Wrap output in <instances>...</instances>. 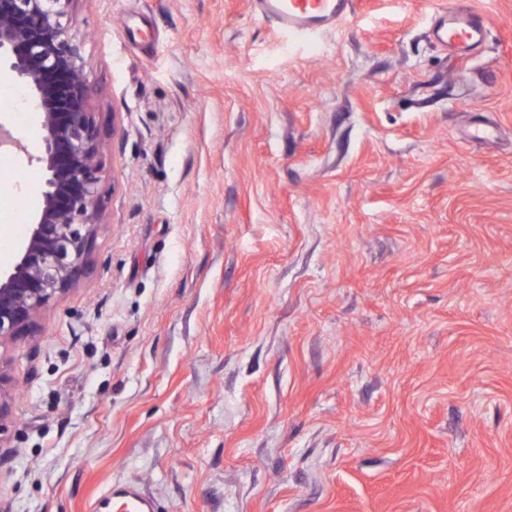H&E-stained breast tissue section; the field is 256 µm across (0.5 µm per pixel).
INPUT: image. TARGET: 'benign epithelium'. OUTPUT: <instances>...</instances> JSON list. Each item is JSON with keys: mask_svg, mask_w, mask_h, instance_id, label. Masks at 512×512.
Returning a JSON list of instances; mask_svg holds the SVG:
<instances>
[{"mask_svg": "<svg viewBox=\"0 0 512 512\" xmlns=\"http://www.w3.org/2000/svg\"><path fill=\"white\" fill-rule=\"evenodd\" d=\"M73 0H0V73L39 114L41 202L12 267L0 271V347L34 336L49 304L93 264L106 147L91 111L83 42L71 33Z\"/></svg>", "mask_w": 512, "mask_h": 512, "instance_id": "1", "label": "benign epithelium"}]
</instances>
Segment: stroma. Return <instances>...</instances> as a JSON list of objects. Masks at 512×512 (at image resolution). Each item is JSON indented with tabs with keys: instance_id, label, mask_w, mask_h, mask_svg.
I'll use <instances>...</instances> for the list:
<instances>
[{
	"instance_id": "obj_1",
	"label": "stroma",
	"mask_w": 512,
	"mask_h": 512,
	"mask_svg": "<svg viewBox=\"0 0 512 512\" xmlns=\"http://www.w3.org/2000/svg\"><path fill=\"white\" fill-rule=\"evenodd\" d=\"M447 4L294 47L252 0H74L123 132L91 276L0 350V512H512V0L467 60ZM111 497L112 501L116 500L124 506L125 512H157L158 510L156 502L147 498L136 484L122 482L112 484L111 491L95 502L93 511H106Z\"/></svg>"
}]
</instances>
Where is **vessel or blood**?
<instances>
[{"instance_id": "b4317fda", "label": "vessel or blood", "mask_w": 512, "mask_h": 512, "mask_svg": "<svg viewBox=\"0 0 512 512\" xmlns=\"http://www.w3.org/2000/svg\"><path fill=\"white\" fill-rule=\"evenodd\" d=\"M259 15L288 34L289 38L310 43L320 34L347 20L351 0H254ZM490 20L476 10L471 0H452L437 11L433 23L435 41L461 57L469 56L482 44ZM118 501L124 512H157L155 501L147 498L131 482L113 484L109 494L99 497L93 512H106L110 501Z\"/></svg>"}]
</instances>
